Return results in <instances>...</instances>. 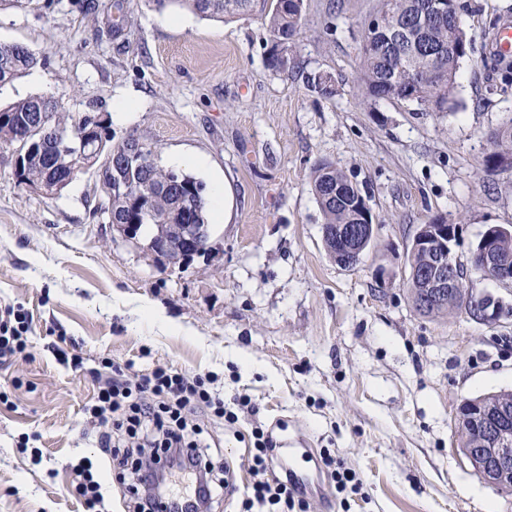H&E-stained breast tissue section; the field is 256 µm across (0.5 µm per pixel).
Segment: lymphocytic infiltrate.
Returning a JSON list of instances; mask_svg holds the SVG:
<instances>
[{"instance_id": "f902f5d3", "label": "lymphocytic infiltrate", "mask_w": 512, "mask_h": 512, "mask_svg": "<svg viewBox=\"0 0 512 512\" xmlns=\"http://www.w3.org/2000/svg\"><path fill=\"white\" fill-rule=\"evenodd\" d=\"M99 384L90 414L100 427L102 466L87 458L74 467V486L84 512H102L104 475L129 480L133 512H162L171 504L167 496L171 478L178 473L199 481L203 505L223 494L226 482L215 475L209 450L203 445L195 411L206 409L224 418V401L198 377L156 369L130 380L121 364L109 366ZM254 481L242 501L243 512H308V501L280 461L276 441L255 431Z\"/></svg>"}]
</instances>
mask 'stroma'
Masks as SVG:
<instances>
[{"mask_svg": "<svg viewBox=\"0 0 512 512\" xmlns=\"http://www.w3.org/2000/svg\"><path fill=\"white\" fill-rule=\"evenodd\" d=\"M466 2L471 51L445 112L363 104L356 59L381 0H305L286 73L268 68L257 15L224 23L150 0L0 6V43L27 47L43 76L1 85L0 108L62 98L73 114H104L113 143L139 138L164 167L175 155L202 159L186 174L227 187L208 250L172 267L148 248L153 225L129 240L105 223L93 172L48 197L16 181L0 148V307L29 321L26 352L0 363V512H83L66 488L73 465L99 454L86 410L105 357L140 375L207 377L235 414L196 413L211 454L234 470L212 512H238L257 428L305 437L308 512H512V495L473 474L454 428L462 400L512 391V317H423L406 288L407 251L434 215L460 223L464 263L484 225H512V167L483 165L488 133L512 113L490 48L512 0ZM320 73L333 76V96L314 89ZM124 99L136 110L120 118ZM323 162L365 191L380 221L353 268L323 243L311 190ZM382 267L392 285H379ZM65 352L82 366L63 363ZM326 450L358 491L334 489Z\"/></svg>", "mask_w": 512, "mask_h": 512, "instance_id": "35a3bbf8", "label": "stroma"}]
</instances>
